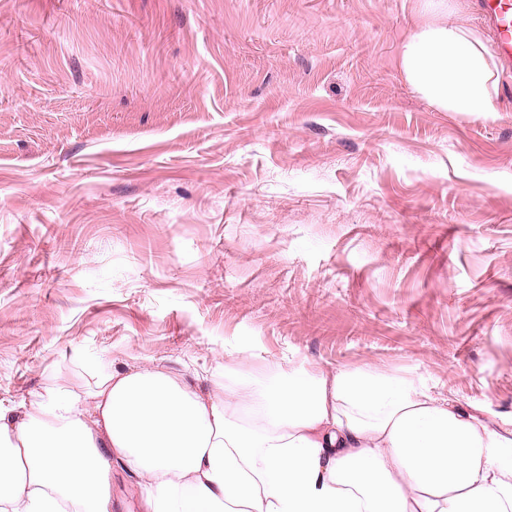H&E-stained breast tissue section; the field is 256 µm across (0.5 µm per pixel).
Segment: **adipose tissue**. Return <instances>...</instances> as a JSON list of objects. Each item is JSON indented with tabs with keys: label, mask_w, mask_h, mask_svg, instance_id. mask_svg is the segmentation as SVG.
<instances>
[{
	"label": "adipose tissue",
	"mask_w": 512,
	"mask_h": 512,
	"mask_svg": "<svg viewBox=\"0 0 512 512\" xmlns=\"http://www.w3.org/2000/svg\"><path fill=\"white\" fill-rule=\"evenodd\" d=\"M400 67L437 111L499 109L486 45L434 0ZM116 463L142 512H512V429L373 362L239 349L205 389L108 365L0 406V512H112Z\"/></svg>",
	"instance_id": "ef3b65f1"
}]
</instances>
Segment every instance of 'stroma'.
Masks as SVG:
<instances>
[{
  "instance_id": "obj_1",
  "label": "stroma",
  "mask_w": 512,
  "mask_h": 512,
  "mask_svg": "<svg viewBox=\"0 0 512 512\" xmlns=\"http://www.w3.org/2000/svg\"><path fill=\"white\" fill-rule=\"evenodd\" d=\"M422 0H0V402L240 347L512 425V74L403 81Z\"/></svg>"
}]
</instances>
